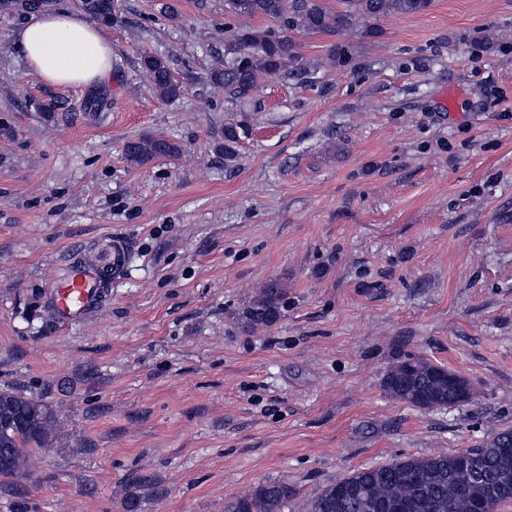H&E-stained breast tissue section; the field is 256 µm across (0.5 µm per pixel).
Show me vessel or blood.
<instances>
[{
  "label": "vessel or blood",
  "mask_w": 512,
  "mask_h": 512,
  "mask_svg": "<svg viewBox=\"0 0 512 512\" xmlns=\"http://www.w3.org/2000/svg\"><path fill=\"white\" fill-rule=\"evenodd\" d=\"M100 302L98 265L70 261L66 273L50 284L49 307L60 323L86 318Z\"/></svg>",
  "instance_id": "vessel-or-blood-1"
}]
</instances>
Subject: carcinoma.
<instances>
[{"mask_svg":"<svg viewBox=\"0 0 512 512\" xmlns=\"http://www.w3.org/2000/svg\"><path fill=\"white\" fill-rule=\"evenodd\" d=\"M93 0H80L79 7L105 25L117 20L112 10L97 12ZM432 0H341V10L328 11L322 0H224L232 14L267 17L277 27L266 30L242 29L224 42V68L215 69L210 81L224 86L229 102L241 103L255 91L262 73H280L301 58L288 31L302 28L308 32L336 33L358 20L377 19L396 14L407 15L427 10ZM141 67L152 88L162 100L181 96L182 83L172 74L167 58L147 54ZM249 134L244 123L226 124L217 132V149L224 159L238 156L241 139ZM180 146L165 139L142 136L127 143L125 156L133 166H142L158 156H174ZM286 294L283 284L273 280L260 296L236 317L239 327L250 331L258 325L271 326L281 315ZM450 371L423 360L407 359L395 365L384 378L386 391L395 399L421 409L464 403L472 396L468 382L457 377L448 384ZM24 421L21 428L0 430V448L6 449L9 463L0 467L3 476L28 475L32 463L30 449L47 450L52 445L58 419L52 406L20 393L0 391V421L5 416ZM476 465L484 474L477 481L471 471L458 462L459 454L405 457L387 465L349 473L325 486L309 503V512H367L378 505L384 512H474L475 502H487L489 512L512 501V494L496 493L493 485L500 474L512 477V430L495 434L479 448L471 450ZM294 489L288 482L270 480L245 495L224 503V512H284Z\"/></svg>","mask_w":512,"mask_h":512,"instance_id":"obj_1","label":"carcinoma"}]
</instances>
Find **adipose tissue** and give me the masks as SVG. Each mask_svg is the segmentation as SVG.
Instances as JSON below:
<instances>
[{
    "label": "adipose tissue",
    "instance_id": "obj_1",
    "mask_svg": "<svg viewBox=\"0 0 512 512\" xmlns=\"http://www.w3.org/2000/svg\"><path fill=\"white\" fill-rule=\"evenodd\" d=\"M29 70L53 87L93 86L112 74V44L104 28L76 11L33 16L12 33Z\"/></svg>",
    "mask_w": 512,
    "mask_h": 512
}]
</instances>
